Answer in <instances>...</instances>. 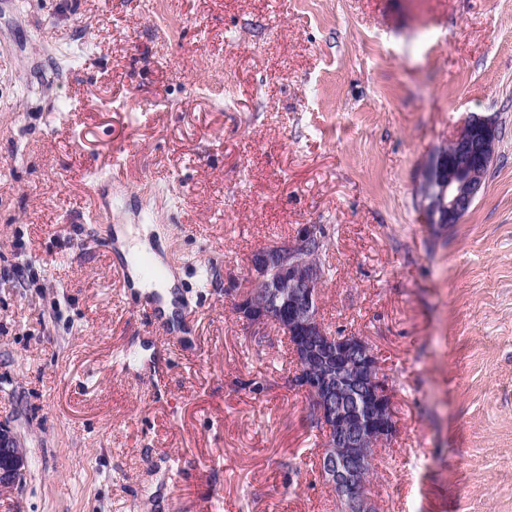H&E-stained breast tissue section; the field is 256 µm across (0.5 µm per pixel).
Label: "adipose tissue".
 <instances>
[{
    "instance_id": "obj_1",
    "label": "adipose tissue",
    "mask_w": 512,
    "mask_h": 512,
    "mask_svg": "<svg viewBox=\"0 0 512 512\" xmlns=\"http://www.w3.org/2000/svg\"><path fill=\"white\" fill-rule=\"evenodd\" d=\"M149 247V240L142 238L139 231L132 226L128 225L119 230L117 248L129 265L134 297L144 300L150 298L152 293H160L162 296L160 309L164 317L168 318L173 316L176 309V295L174 293L176 281L170 277L156 282L142 272L136 263V257L141 251L147 250Z\"/></svg>"
}]
</instances>
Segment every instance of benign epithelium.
<instances>
[{"label": "benign epithelium", "instance_id": "1", "mask_svg": "<svg viewBox=\"0 0 512 512\" xmlns=\"http://www.w3.org/2000/svg\"><path fill=\"white\" fill-rule=\"evenodd\" d=\"M497 142L494 118L471 116L422 171L425 209L437 224H457L481 190L487 161ZM317 227L307 225L292 239L258 248L247 258L245 286L234 297L236 313L249 325L288 324L296 336L298 369L291 389L314 402L326 440L317 465L336 489L346 512H375L363 482L365 449L379 447L398 433V421L378 358L364 339L335 342L319 316L323 267L310 242ZM27 456L21 439L0 421V493L23 481Z\"/></svg>", "mask_w": 512, "mask_h": 512}]
</instances>
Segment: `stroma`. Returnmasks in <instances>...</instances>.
<instances>
[{
	"instance_id": "stroma-1",
	"label": "stroma",
	"mask_w": 512,
	"mask_h": 512,
	"mask_svg": "<svg viewBox=\"0 0 512 512\" xmlns=\"http://www.w3.org/2000/svg\"><path fill=\"white\" fill-rule=\"evenodd\" d=\"M473 114L484 191L430 223L422 168ZM119 224L174 318L115 274ZM309 224L321 318L393 395L378 512H512V0H0V421L28 461L0 512H336L287 340L229 292Z\"/></svg>"
}]
</instances>
